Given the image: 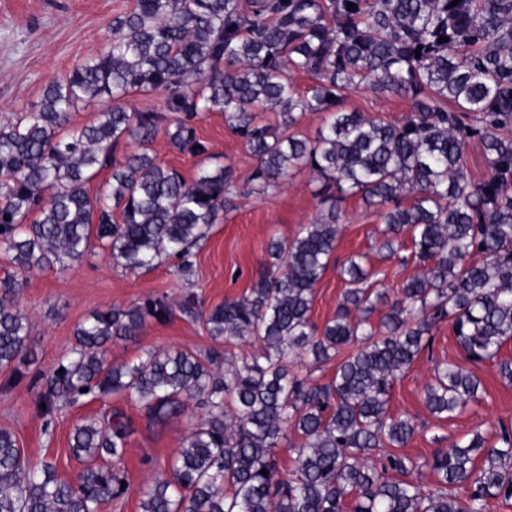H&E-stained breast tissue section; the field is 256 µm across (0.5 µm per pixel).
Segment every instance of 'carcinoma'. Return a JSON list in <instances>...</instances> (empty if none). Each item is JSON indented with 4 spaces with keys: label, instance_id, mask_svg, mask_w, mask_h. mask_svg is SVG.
Wrapping results in <instances>:
<instances>
[{
    "label": "carcinoma",
    "instance_id": "cac0c4a2",
    "mask_svg": "<svg viewBox=\"0 0 512 512\" xmlns=\"http://www.w3.org/2000/svg\"><path fill=\"white\" fill-rule=\"evenodd\" d=\"M451 2L136 0L113 19L104 51L49 82L31 109L0 121V249L14 263L0 280L1 369L17 370L27 348L17 290L34 271L80 262L94 244L129 271L175 259L182 272L224 220L232 168L204 167L186 181L156 161L160 130L175 148L204 155L195 120L224 113L256 157L254 193L304 168L316 174L321 218L291 241L269 242V267L250 295L203 314L192 299L181 304L218 344L256 338L254 353L237 364L219 350L112 362V340L133 339L147 319L170 314L149 299L93 313L45 378L47 429L57 401L89 395L134 397L154 421L184 414L197 398L205 403L206 415L142 491V512H492L494 501L512 498V432L492 444L475 431L422 464L386 452L416 433L412 419L390 412L391 390L441 324L468 361L491 362L512 383V363L499 359L512 342V0ZM290 71L308 73L314 85L297 92ZM361 87L408 99L413 112L392 123L346 109L347 92ZM158 91L168 92L160 110L122 104ZM89 99L112 104L95 122L68 127ZM262 112L279 113L284 131ZM307 112L326 113L312 140L291 132ZM475 140L491 170L479 183L467 177ZM126 141L137 150L118 160ZM106 169L109 178L90 195L87 184ZM355 195L387 224L380 249L396 253L408 233L424 270L391 302L363 287V257L349 258L336 316L319 328L310 317L314 287L336 250L341 204ZM380 305L387 309L376 328L370 316ZM304 357L339 362L319 382L295 369ZM479 386L465 366L438 364L426 406L454 418L479 403ZM132 430L119 409L75 426L70 453L86 467L72 484L54 461L30 463L1 428L0 512H100L125 497L129 483L112 461L124 456ZM283 445L296 454L286 474L275 452Z\"/></svg>",
    "mask_w": 512,
    "mask_h": 512
}]
</instances>
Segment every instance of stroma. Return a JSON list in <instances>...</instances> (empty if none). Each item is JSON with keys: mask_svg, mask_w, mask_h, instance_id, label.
<instances>
[{"mask_svg": "<svg viewBox=\"0 0 512 512\" xmlns=\"http://www.w3.org/2000/svg\"><path fill=\"white\" fill-rule=\"evenodd\" d=\"M134 3L0 0V120L31 108L51 80L66 74L79 58L104 50L112 39L113 18L129 11ZM346 106L390 122L403 120L412 111L408 99L365 88L349 92ZM196 127L208 157L178 151L163 134L152 145L158 163L176 169L186 180H193L203 164L229 166L235 173L236 188L226 203L224 220L213 226L196 249L190 273H176L169 261L150 270L130 272L94 250L82 262L56 263L35 271L18 295L19 307L30 326L22 364L29 379L7 390L3 384L9 373L0 370V428L16 435L30 462L54 459L61 478L73 481L83 470L69 451L73 427L114 408L125 411L134 421V431L127 439L120 467L127 473L130 491L123 500L104 505L101 512H141V492L154 474L149 461L166 463L204 414V406L194 404L181 416L152 422L135 398L102 400L89 396L75 406L61 407L48 429L37 410L42 388L32 384V377L49 374L57 367L74 341L78 324L92 312L127 308L149 298L172 303L173 312L161 322L148 320L136 340H114L112 361L132 362L149 350L179 349L207 355L216 349V342L205 323L177 310V303L191 295L200 310L206 311L224 300L248 294L269 261V241L292 239L302 225L320 216L321 205L314 194L317 183L309 170L296 172L288 182L265 193H251L248 179L256 161L223 114L204 113ZM343 210L336 263L328 267L314 291L311 319L319 326L335 316L341 301L345 283L338 262L363 255L373 288L391 297L420 271L416 263L405 264L400 256L390 257L380 251L385 225L360 197H349ZM448 362L461 364L465 358L450 326L444 324L435 331L430 349L416 359L392 390L391 412L412 417L419 426L404 453L420 462L430 459L436 449L467 440L473 431H482L492 440L501 427L512 426V384L503 380L491 363L470 365L482 383L478 405L452 419L432 416L424 401V387L435 366Z\"/></svg>", "mask_w": 512, "mask_h": 512, "instance_id": "1", "label": "stroma"}]
</instances>
